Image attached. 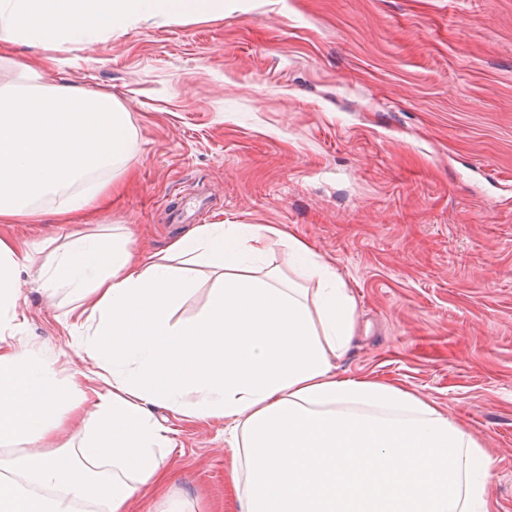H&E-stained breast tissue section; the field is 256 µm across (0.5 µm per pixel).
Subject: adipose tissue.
<instances>
[{
    "instance_id": "ef3b65f1",
    "label": "adipose tissue",
    "mask_w": 512,
    "mask_h": 512,
    "mask_svg": "<svg viewBox=\"0 0 512 512\" xmlns=\"http://www.w3.org/2000/svg\"><path fill=\"white\" fill-rule=\"evenodd\" d=\"M242 0H0V44L50 51L95 42L98 22L223 15ZM136 145L111 93L0 79V223L63 220L105 204ZM288 269H264L273 245ZM32 255L0 237V446L72 432L70 450L0 458V512H188L164 491L157 457L174 445L155 407L231 422L235 512H493L492 455L427 398L365 376L337 375L356 331L355 302L335 267L270 224H200L166 251L123 234L75 233L40 267L43 288L82 303L77 343L93 384L61 383L55 359L6 333L20 323V277ZM215 279L203 312L173 314L190 274Z\"/></svg>"
}]
</instances>
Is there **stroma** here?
Returning a JSON list of instances; mask_svg holds the SVG:
<instances>
[{"instance_id": "35a3bbf8", "label": "stroma", "mask_w": 512, "mask_h": 512, "mask_svg": "<svg viewBox=\"0 0 512 512\" xmlns=\"http://www.w3.org/2000/svg\"><path fill=\"white\" fill-rule=\"evenodd\" d=\"M15 46L37 83L112 93L137 143L132 181L70 224H0L44 251L69 229L166 250L209 224H271L330 260L355 299L344 376L394 383L489 448L496 512H512V0H252L221 18L159 21L66 46ZM74 295L21 290L22 336L91 368ZM164 456L193 512H232L221 420L174 419Z\"/></svg>"}]
</instances>
